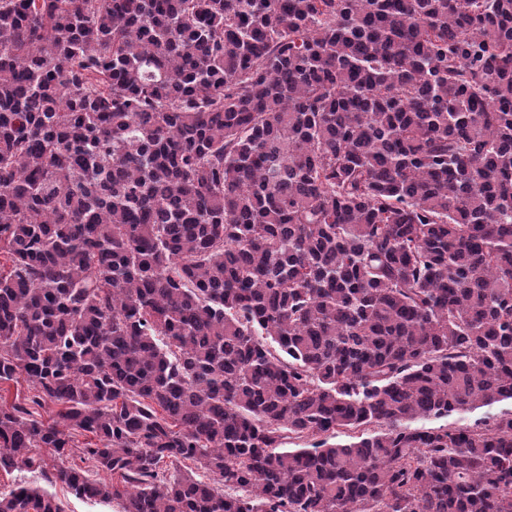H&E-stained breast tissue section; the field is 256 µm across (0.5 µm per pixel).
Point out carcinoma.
Returning a JSON list of instances; mask_svg holds the SVG:
<instances>
[{
	"label": "carcinoma",
	"instance_id": "obj_1",
	"mask_svg": "<svg viewBox=\"0 0 512 512\" xmlns=\"http://www.w3.org/2000/svg\"><path fill=\"white\" fill-rule=\"evenodd\" d=\"M21 380L119 512H512V415L411 425L512 400V0H0ZM503 414H512V401L502 400L491 404H479L474 408L456 411L441 418H418L412 424L415 426H448L467 427L474 430H484Z\"/></svg>",
	"mask_w": 512,
	"mask_h": 512
}]
</instances>
